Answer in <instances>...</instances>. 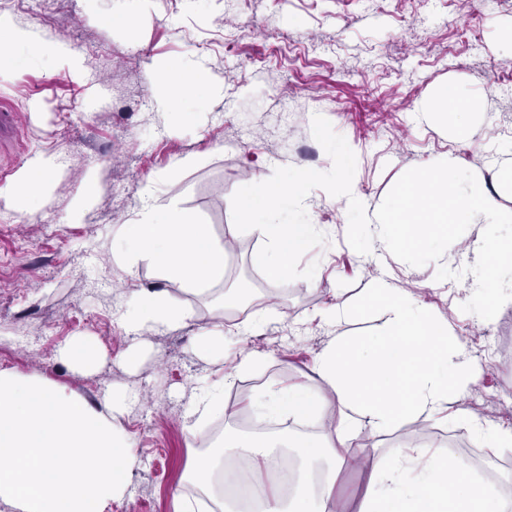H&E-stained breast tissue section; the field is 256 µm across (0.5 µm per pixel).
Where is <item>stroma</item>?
<instances>
[{"mask_svg": "<svg viewBox=\"0 0 512 512\" xmlns=\"http://www.w3.org/2000/svg\"><path fill=\"white\" fill-rule=\"evenodd\" d=\"M131 0H0V14L40 40L77 52L66 61L26 58L0 75V102L14 109L11 139L0 140V169H22L35 155L51 157L58 176L33 215L0 198V364L48 378L96 403L107 390L131 404L120 420L139 449L123 498L107 512H174L176 495L195 497L187 462L214 431L244 430L246 414L215 418L186 429L183 411L200 379L234 378L224 399L239 405L254 391L300 380L333 333L367 336L385 320L381 305H366L368 288L385 281L420 296L461 336L481 371L460 399L488 424L512 428V307L477 317L465 304L471 285L512 287L484 272L452 244L441 261L410 266L381 240L370 254L347 241L348 214L325 190H312L305 207L325 244L304 254L313 279L279 285L253 266L263 244L255 231L236 235L225 259L223 290L245 286L251 312L217 318L215 301L159 280L140 264L128 274L111 257L112 238L141 218L146 187L155 202H177L195 222L221 236L233 223L231 198L275 168L328 171L332 161L311 132L322 115L356 155L353 178L369 210H376L408 169L440 154H457L465 169L512 171V151L486 152L487 143L512 141V0H151L128 32L103 17ZM172 59L204 62L214 90L190 103L184 124L150 90L151 69ZM454 80L483 100L465 137L435 126L417 105ZM0 179V189L13 185ZM93 176L96 192L81 223L69 212ZM164 288L192 313L185 325L140 335L145 351L124 361L131 341L117 316L121 301L141 289ZM340 296L362 316L337 327L317 310ZM223 330L229 344L216 370L198 351L205 331ZM97 339L105 360L89 376L72 374L56 358L70 337ZM258 351L259 369L238 374L242 353ZM381 449L445 445L450 458L472 460L483 478L512 494V449L481 447L467 425L404 420L378 437Z\"/></svg>", "mask_w": 512, "mask_h": 512, "instance_id": "stroma-1", "label": "stroma"}]
</instances>
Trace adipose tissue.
<instances>
[{
  "label": "adipose tissue",
  "mask_w": 512,
  "mask_h": 512,
  "mask_svg": "<svg viewBox=\"0 0 512 512\" xmlns=\"http://www.w3.org/2000/svg\"><path fill=\"white\" fill-rule=\"evenodd\" d=\"M0 46L38 59L70 53L63 43L34 39L2 14ZM151 84L169 88L167 106L177 113L184 112L185 101L214 88L201 62L190 68L164 64L154 71ZM418 109L459 132L481 106L463 87L446 82L434 87ZM56 172L53 159L33 157L16 176L15 206L30 210ZM140 206L141 222L126 225L112 245L116 263L132 273L148 262L160 279L201 295L223 281V239L176 205L160 208L145 195ZM381 221L408 228L407 247L420 251L434 233L451 235L461 224H511L512 209L483 179L465 175L451 153L423 162L400 186ZM372 298L386 313L376 335L339 337L315 359L313 382L264 388L247 399V409L261 419L328 417L323 440L293 430L256 435L229 429L214 450L193 457L187 473L218 512H236L235 504L218 492L225 453L249 456L258 474L273 462L278 448L295 454L296 488L287 497L270 488L256 512H507L512 507L496 484L476 481L470 462L449 460L447 449L438 444L404 445L362 466L352 449L361 433L381 435L409 418L464 421L488 447H512V430L490 426L453 399L454 391L473 386L478 376L447 320L422 308L411 291L386 283L373 289ZM189 317V310L164 291L144 290L123 304L122 323L137 334L177 328ZM57 357L72 372L88 376L103 352L94 337L78 335L59 347ZM223 392L220 381L201 387L183 412L187 427L224 414ZM125 400L124 394L110 392L93 406L46 380L1 368L0 512H104L121 497L125 476L138 462L137 448L117 424ZM358 468L362 487L346 492L341 477Z\"/></svg>",
  "instance_id": "1"
}]
</instances>
